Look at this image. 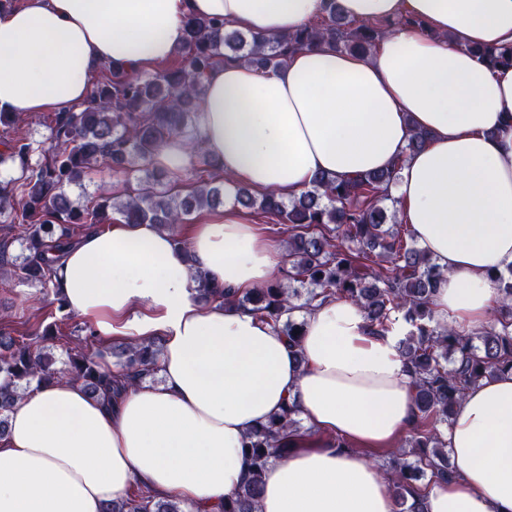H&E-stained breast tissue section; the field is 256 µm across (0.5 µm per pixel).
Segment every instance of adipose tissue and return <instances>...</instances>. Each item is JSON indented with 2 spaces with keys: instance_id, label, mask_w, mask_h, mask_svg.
Returning <instances> with one entry per match:
<instances>
[{
  "instance_id": "obj_1",
  "label": "adipose tissue",
  "mask_w": 512,
  "mask_h": 512,
  "mask_svg": "<svg viewBox=\"0 0 512 512\" xmlns=\"http://www.w3.org/2000/svg\"><path fill=\"white\" fill-rule=\"evenodd\" d=\"M337 3L358 22L419 24L367 55L324 44L278 71L216 66L198 135L223 163V215L197 225L185 252L155 225L115 224L56 264L67 309L96 335L161 337V381L108 403L74 381L29 387L0 437V512H103L135 486L217 512L248 476L247 431L288 403L315 441L268 466L259 512H395L363 451L413 425L401 328L373 334L337 297L313 307L294 347L249 312L198 304L194 274L238 292L272 279L273 246L240 218V187L293 199L324 173L394 168L401 220L445 272L434 316L485 326L491 278L512 263V66L489 67L474 50L512 46V0ZM322 12L323 0H21L0 8V112L77 107L103 66L169 61L193 17L267 38ZM415 129L428 139L412 152ZM441 435L453 477L426 489V512H512V372L470 388ZM338 437L348 448L331 447Z\"/></svg>"
}]
</instances>
